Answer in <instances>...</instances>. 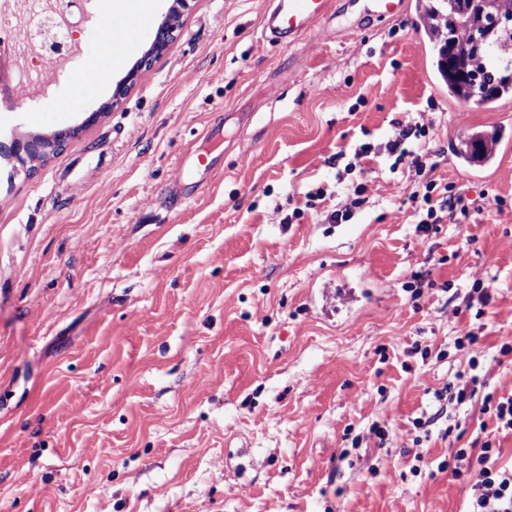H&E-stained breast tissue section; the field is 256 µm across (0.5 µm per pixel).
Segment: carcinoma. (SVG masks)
<instances>
[{"mask_svg":"<svg viewBox=\"0 0 512 512\" xmlns=\"http://www.w3.org/2000/svg\"><path fill=\"white\" fill-rule=\"evenodd\" d=\"M419 11L426 20H438L430 33L433 63L453 97L491 103L512 96V0H482L477 20L462 0H420ZM490 141L474 132L462 146L477 157Z\"/></svg>","mask_w":512,"mask_h":512,"instance_id":"cac0c4a2","label":"carcinoma"}]
</instances>
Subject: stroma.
Instances as JSON below:
<instances>
[{
  "label": "stroma",
  "mask_w": 512,
  "mask_h": 512,
  "mask_svg": "<svg viewBox=\"0 0 512 512\" xmlns=\"http://www.w3.org/2000/svg\"><path fill=\"white\" fill-rule=\"evenodd\" d=\"M271 4L193 0L92 126L126 68L82 95L77 60L50 102L0 104V142L74 131L34 171L0 156V512H463L441 466L481 403L436 394L468 332L512 393V96L456 100L415 14L281 45ZM406 124L433 130L431 174L395 165ZM493 130L488 166L458 157ZM199 155L213 173L184 175ZM430 179L472 206L425 236ZM437 184L432 180L423 183L422 193L414 192L412 202L416 204V211L420 214V220L417 223L419 231L427 233L431 230L437 231L435 224H442L443 217L438 216L435 206L432 204V193Z\"/></svg>",
  "instance_id": "35a3bbf8"
}]
</instances>
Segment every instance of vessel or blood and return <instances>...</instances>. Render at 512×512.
<instances>
[{
	"mask_svg": "<svg viewBox=\"0 0 512 512\" xmlns=\"http://www.w3.org/2000/svg\"><path fill=\"white\" fill-rule=\"evenodd\" d=\"M407 0H274V8L263 20V34L278 42L294 43L306 37L323 21L345 12H355L359 19L391 20L404 14ZM146 22L136 12L124 14L112 25V59L119 62L139 46Z\"/></svg>",
	"mask_w": 512,
	"mask_h": 512,
	"instance_id": "obj_1",
	"label": "vessel or blood"
}]
</instances>
